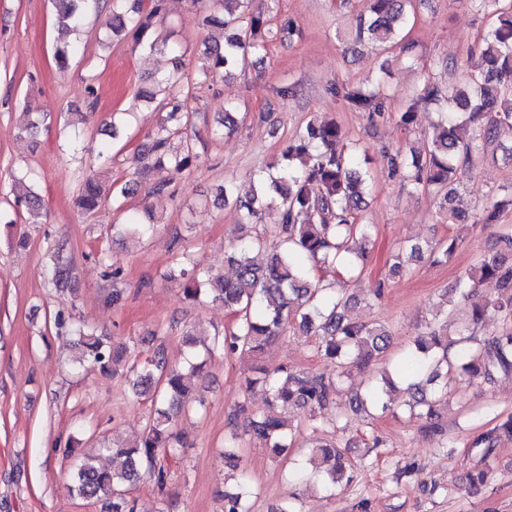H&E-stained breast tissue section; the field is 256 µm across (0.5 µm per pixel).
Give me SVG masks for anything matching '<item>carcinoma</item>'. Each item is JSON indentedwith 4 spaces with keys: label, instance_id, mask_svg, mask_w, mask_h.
I'll return each mask as SVG.
<instances>
[{
    "label": "carcinoma",
    "instance_id": "1",
    "mask_svg": "<svg viewBox=\"0 0 512 512\" xmlns=\"http://www.w3.org/2000/svg\"><path fill=\"white\" fill-rule=\"evenodd\" d=\"M55 23L62 32L79 29L98 0H51ZM166 0H153L143 12L140 0H112V13L106 25L112 34L133 32L136 43L151 51L165 49L166 43L152 37L154 27L165 20ZM236 4L222 14L209 13L202 23L224 30V43L208 45L200 65L204 77L230 73L239 59L266 51L270 37L281 42L296 34L293 21L284 19L276 29L269 26L266 14L254 8L255 0H225ZM470 8L485 12L495 7L494 18L483 37V47L467 72L469 85L443 98L434 83L422 95L410 99L399 113L398 123L410 128L416 105L432 101L442 105L440 121L426 156L398 152L389 158L390 173L407 179L416 190L429 191L438 198L437 215L444 224H463L468 218L453 206L457 183L472 166L474 156L512 134V0H468ZM412 0H364V9L356 19V41H371L386 50L398 43L401 31L410 21ZM185 73L180 68L165 74L152 90L141 94L149 102L158 101L161 113L157 130L143 144L140 159L144 167L159 177L153 189L163 193L170 176L190 168L199 159L195 143L185 138L179 148L171 147L173 136L187 128L190 119L184 96ZM346 98L369 119L384 114L386 98L379 92L352 88ZM43 119L24 112L21 132L36 138ZM250 196L236 199L241 223L259 225L266 211L277 213L273 225L277 241L268 242L266 230L249 239L229 242L225 261L233 275L226 278L201 265L194 254L184 251L164 274L167 279L183 280L184 298L198 303L221 302L232 316V323L199 343L181 366H167L162 351L143 360L133 352L113 346L84 325L71 328L77 336L75 370H97L112 375L126 368L134 394L150 402L152 416L137 441L126 446L103 441L95 453L86 454L71 440L63 455L73 460L68 491L71 496L92 504L102 503L111 512H136L131 491L148 479L159 493L167 486L164 459L180 446L173 428L194 403L193 378L200 375L207 359L217 353L252 355L260 358L265 350L292 328L315 338L316 354L335 366L333 372L306 373L286 365L254 367L246 377L245 389L262 385L267 392L266 407L250 411L248 433L263 448L281 456L288 451L297 426L291 412H304L303 423L314 427L324 410L335 407L358 411L369 405L381 413L391 410V393L397 386L389 374L365 394L345 392L343 382L352 369L379 359L390 346V332L380 323L357 322L347 317L349 299L341 295L336 282L353 280L365 260V251L356 244L371 237V229L359 220L365 205L371 177L360 165L355 149L341 141L334 121L311 120L282 150L274 165L258 170ZM105 202L99 178L83 179L78 204L87 214L97 212ZM16 203L37 217L42 198L34 190L16 195ZM500 213L499 202H489L474 216V224H494ZM457 247V238L438 242L401 246L389 260V272L399 274L412 262L429 254L435 263H446ZM52 283L66 287L72 280L74 264L63 247L47 250ZM484 284L493 286L496 295L471 310L474 325L502 324L501 330L477 341L466 334L464 326L456 337L448 336V325L434 322L416 337L413 346L396 361L395 369L408 383L406 406L410 412L429 422L432 433L441 432L438 406L447 399L448 383L437 385L443 366H452L462 374L491 386L502 375L512 374V261L501 254L484 257L471 269L460 295L469 297ZM504 440L512 441V416L470 441L479 459L468 470L466 479L472 487L487 482L490 461ZM383 445L378 435L358 442L332 438L312 447L315 478L321 488L335 493L349 486L358 467L365 463L350 459L352 448L376 449ZM255 490L242 473L236 487L224 493V512H251Z\"/></svg>",
    "mask_w": 512,
    "mask_h": 512
}]
</instances>
